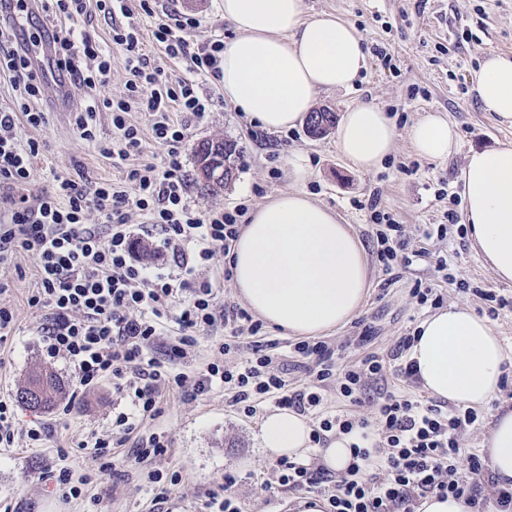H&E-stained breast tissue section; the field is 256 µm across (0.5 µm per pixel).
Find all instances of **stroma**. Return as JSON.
<instances>
[{
	"mask_svg": "<svg viewBox=\"0 0 512 512\" xmlns=\"http://www.w3.org/2000/svg\"><path fill=\"white\" fill-rule=\"evenodd\" d=\"M304 4L308 15H332L351 23L369 51L367 67L355 85L319 93L317 108L340 115L359 102L377 104L395 121L394 152L383 169L365 173L347 166L336 148L335 134L314 138L300 125L266 140L260 124L224 102L221 87L211 81L204 90L216 104L204 118L189 121L186 171L194 173V148L206 139L235 141L240 155L236 175L223 190L213 194L189 185L191 203L201 211L241 202L253 208L267 197L301 190L353 226L365 244L371 288L360 312L325 335L332 344H347L348 361L387 352L433 313L431 304H419L412 294L420 284L434 288L444 304L469 306L487 319L512 356V284L495 279L472 249L468 232L454 230L444 239L433 233L435 225L444 223L447 210L463 209L461 174L468 153L512 143V124L485 111L476 91V73L484 56L512 55V0H304ZM178 6L202 20L190 41L200 43L215 34L234 38L220 0H179ZM376 46L386 48L390 65L373 55ZM54 101L50 92L42 99L49 125L40 134L45 147L33 161L35 189H52L57 175L119 179L120 170L79 138L69 113L54 111ZM431 113L447 117L459 133V146L448 159L419 157L409 144L411 125ZM299 161L307 173L298 181L292 170ZM373 199L380 211L402 224L409 249L420 253L409 268H395L390 275L383 273L375 257L376 226L369 209ZM441 259L450 263L457 280L469 283V291L445 282L437 270ZM17 263L11 291L0 296V304L14 308L17 317L11 337L0 345V399L13 400L19 425L38 419L51 427L52 436L42 448L0 447V512H157V491L147 480L148 464L103 474L99 460L80 449L91 432L110 427L113 413L125 410L126 404L108 379L75 394L71 368L64 360L44 356L38 333L44 314L27 303L36 286L37 261L23 255ZM482 288L506 297L509 307L491 310L478 294ZM363 335L368 336V344L349 345L350 337ZM41 368L60 379L59 400L71 402L70 414L54 408L35 413L17 402L30 372ZM259 422V416L241 415L221 391L193 399L167 397L161 414L146 427L169 439L164 465L180 475L179 484L168 493L169 512H201L206 494L221 490L228 473L237 479L233 493L243 512H285L287 500L296 492L288 489L272 496L264 490L271 459L259 443ZM62 450L68 454V464L91 477L84 498L69 503L59 499L52 482L44 478L47 469L58 464Z\"/></svg>",
	"mask_w": 512,
	"mask_h": 512,
	"instance_id": "obj_1",
	"label": "stroma"
}]
</instances>
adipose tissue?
Masks as SVG:
<instances>
[{"instance_id": "1", "label": "adipose tissue", "mask_w": 512, "mask_h": 512, "mask_svg": "<svg viewBox=\"0 0 512 512\" xmlns=\"http://www.w3.org/2000/svg\"><path fill=\"white\" fill-rule=\"evenodd\" d=\"M236 32L224 45L220 85L225 99L267 130L304 121L322 91L353 87L366 67L361 38L350 23L308 16L304 0H221ZM485 111L512 123V57L489 53L476 74ZM397 130L387 112L361 103L345 112L336 147L359 172L380 170ZM412 150L429 159L456 151V127L430 114L408 131ZM463 200L475 252L496 278L512 282V144L472 151L463 169ZM235 287L268 325L294 336H317L348 323L368 294L366 249L350 225L302 191L268 197L249 212L231 253ZM407 351L431 396L482 407L497 396L508 359L490 323L464 306L441 309L419 325ZM483 451L501 484L512 482V408L494 410ZM305 416L265 415L259 438L272 457L297 460L317 450L329 470L345 472L358 433L339 434L321 448L310 442Z\"/></svg>"}]
</instances>
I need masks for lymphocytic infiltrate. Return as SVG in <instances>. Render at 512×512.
Instances as JSON below:
<instances>
[{
	"label": "lymphocytic infiltrate",
	"mask_w": 512,
	"mask_h": 512,
	"mask_svg": "<svg viewBox=\"0 0 512 512\" xmlns=\"http://www.w3.org/2000/svg\"><path fill=\"white\" fill-rule=\"evenodd\" d=\"M12 0H0V80L7 81L15 97L0 108V269L9 270L16 259L29 254L37 259V286L30 306L46 313L40 328L43 351L61 358L73 371L75 388L88 390L104 379L128 405L112 419L110 431L91 434L85 447L102 462V472L116 470L120 457L112 446L133 441L137 462L163 459L170 443L163 434H139L141 423L161 414L164 397H195L217 389L232 393V402L245 415L258 411L257 401L272 399L275 407L311 416L310 438L323 445L332 433L359 432L353 463L334 475L322 465L285 457L270 466L265 490L324 488L326 512H417L430 494L465 499L474 512L484 501L475 479L485 463L479 454L461 448L463 432L478 426L483 410L465 405L441 409L395 392L379 389L388 362L408 386L419 376L414 363L403 356L415 343L414 335L400 337L387 355L366 354L355 364L337 368L335 351L326 341L289 342L295 368L305 371L309 383L290 386L288 371L269 354L259 335L260 320L237 304H220L223 282L205 271L217 254H230L242 228L245 204L216 207L202 212L188 198L185 145L188 125L176 118L184 112L200 119L213 106L204 94V81L219 78L224 39L214 36L191 45L187 32L200 27L194 14L171 7L160 10L158 0H33L47 17H90L99 11L110 20L112 45L123 51L127 75L119 97L97 98L76 107L71 123L79 137L100 156L110 159L123 174L117 181H75L56 177L53 190L32 188V161L40 153L39 131L48 116L37 106L46 82L37 75L12 16ZM164 17L151 32L152 43L181 73H166L144 53L134 14ZM54 62L62 80L89 89L104 85L111 73L110 47H104L80 28L58 31L52 42ZM147 112L150 123H132V110ZM112 117V137L97 134L96 116ZM162 150L159 161H142L144 139ZM100 217L89 221L90 214ZM142 224L133 227L132 215ZM376 258L384 271L410 265L402 227L377 214ZM150 240L155 253H172L175 270L138 256L142 240ZM223 329L218 359L194 372L178 370L192 357L200 333ZM249 337V352L237 361L241 337ZM351 404L373 394V420L348 413H326L322 391L328 382ZM49 437L44 423L17 426L12 403L0 399V446L22 443L39 448ZM383 474L363 478L371 465Z\"/></svg>",
	"instance_id": "1"
}]
</instances>
